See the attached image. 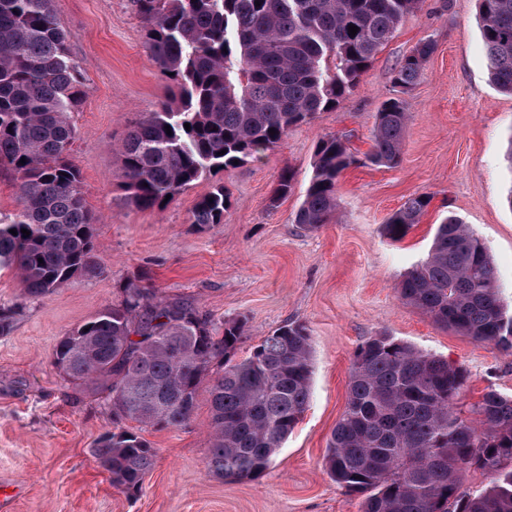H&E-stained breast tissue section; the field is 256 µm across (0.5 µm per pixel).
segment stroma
<instances>
[{
	"instance_id": "1",
	"label": "stroma",
	"mask_w": 512,
	"mask_h": 512,
	"mask_svg": "<svg viewBox=\"0 0 512 512\" xmlns=\"http://www.w3.org/2000/svg\"><path fill=\"white\" fill-rule=\"evenodd\" d=\"M53 10L84 80L85 96L71 115L77 137L70 160L100 218L94 250L104 271L36 299L24 295L15 272L0 271V307L17 310L9 334L0 336V486L13 493L7 512H361V497L332 481L323 464L345 410L353 353L382 332L467 373L457 402L462 415L485 391L512 395V351L438 326L396 292L426 258L437 224L454 215L487 245L512 305V94L489 80L478 0H426L336 109L293 128L261 159L199 180L160 211L128 202L118 158L134 123L171 96L131 0H53ZM424 39L437 50L403 95L409 119L401 163L351 166L338 180L330 224L313 232L294 224L318 138L349 135L351 149L364 156L382 102L398 94L395 64ZM284 169L294 172V189L273 209L269 198ZM218 183L230 197L229 213L196 230L195 205ZM420 194L431 197L426 213L392 241L386 219ZM138 276L160 297L194 301L215 325L245 319L240 359L285 323L307 327L311 399L259 478L207 474L204 390L186 425L144 431L157 455L139 493L113 486L97 464L93 450L112 429V406L66 382L53 352Z\"/></svg>"
}]
</instances>
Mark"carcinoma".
I'll use <instances>...</instances> for the list:
<instances>
[{
  "label": "carcinoma",
  "instance_id": "1",
  "mask_svg": "<svg viewBox=\"0 0 512 512\" xmlns=\"http://www.w3.org/2000/svg\"><path fill=\"white\" fill-rule=\"evenodd\" d=\"M132 2L150 58L178 92L173 103L140 118L120 148L130 203L153 210L207 173L256 159L291 128L336 108L403 17L425 0ZM479 10L491 81L512 94V0H479ZM351 24L358 27L353 36ZM69 38L51 0H0V167L12 174L17 195L16 209L0 212V270L15 271L29 297L102 272L93 242L98 218L68 159L76 139L69 114L82 97ZM435 51L431 40L416 44L396 63L393 85L409 91ZM407 120L402 98L382 103L368 162L400 163ZM354 163L347 136L319 138L294 223L308 231L328 223L338 178ZM293 181L291 171L280 173L270 206L292 193ZM430 201L409 198L386 220V236L402 240ZM229 206L217 185L197 202L192 224H222ZM398 293L436 324L512 350V309L493 259L456 217L437 226L427 258L406 273ZM244 335V320L226 321L220 332L193 301L160 298L135 278L120 285L117 301L59 340L53 364L70 384L104 395L114 421L145 427L186 424L208 383L206 470L239 481L270 466L308 406L312 379L304 325L279 327L236 361ZM467 379L464 370L393 336L359 345L325 469L364 496L362 512H512V396L491 389L473 406L474 418H464L456 402ZM93 455L113 485L138 492L156 451L141 429L117 428ZM470 469L493 479L476 496L462 485Z\"/></svg>",
  "mask_w": 512,
  "mask_h": 512
}]
</instances>
